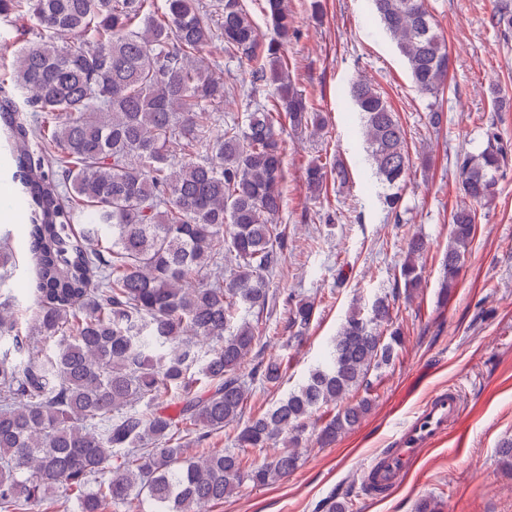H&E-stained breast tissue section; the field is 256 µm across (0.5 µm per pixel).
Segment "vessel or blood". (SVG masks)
Listing matches in <instances>:
<instances>
[{
  "label": "vessel or blood",
  "instance_id": "vessel-or-blood-1",
  "mask_svg": "<svg viewBox=\"0 0 512 512\" xmlns=\"http://www.w3.org/2000/svg\"><path fill=\"white\" fill-rule=\"evenodd\" d=\"M462 406L461 392L455 387L434 394L424 408L402 427L391 447L383 449L364 466L363 484L367 493L380 500L397 489L420 457L457 425Z\"/></svg>",
  "mask_w": 512,
  "mask_h": 512
}]
</instances>
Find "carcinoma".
Returning <instances> with one entry per match:
<instances>
[{"label": "carcinoma", "instance_id": "obj_1", "mask_svg": "<svg viewBox=\"0 0 512 512\" xmlns=\"http://www.w3.org/2000/svg\"><path fill=\"white\" fill-rule=\"evenodd\" d=\"M0 0V16L27 11L47 32L14 54L8 79L41 113L36 126L0 99L19 201L29 210L33 298L0 301V512H39L62 491L77 512H203L243 487L274 484L297 469L308 427L328 446L371 410L374 370L404 344L387 296L354 306L325 358L265 413L249 419L237 449L191 456L182 436L202 442L239 422L247 399L243 369L262 340L259 313L276 298L272 281L287 245L276 224L284 207L285 154L274 114L294 128L324 130L320 113L288 83L283 47L297 35L285 0H262L270 35L260 34L243 0H220L218 17L197 0ZM404 57L416 91L433 99L426 119L444 124L448 47L425 0H373ZM244 64L250 88L224 84L215 42ZM245 123L222 120L224 104L252 98ZM368 160L387 212L400 220L409 170L406 132L369 82L350 87ZM223 129L216 130L218 123ZM489 124L474 152L457 162L458 186L489 201L507 157ZM304 169L320 195L327 172ZM476 231V212L457 208L441 287H456ZM424 236L413 233L399 269L405 294L422 286ZM235 267L224 273V263ZM290 339L301 343L314 303L289 294ZM30 325L22 335L21 321ZM283 361L250 371L274 387ZM364 396L348 401L350 392ZM177 394L172 416L155 401ZM336 414L317 425L314 415ZM289 449L248 461L246 449ZM324 512H353L332 496Z\"/></svg>", "mask_w": 512, "mask_h": 512}]
</instances>
